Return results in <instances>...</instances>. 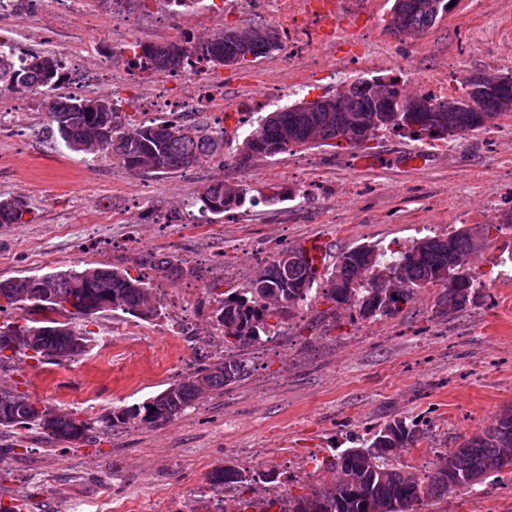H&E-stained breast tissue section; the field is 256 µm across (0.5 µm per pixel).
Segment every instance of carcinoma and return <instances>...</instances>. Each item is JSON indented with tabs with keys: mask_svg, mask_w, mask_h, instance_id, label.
<instances>
[{
	"mask_svg": "<svg viewBox=\"0 0 512 512\" xmlns=\"http://www.w3.org/2000/svg\"><path fill=\"white\" fill-rule=\"evenodd\" d=\"M451 0H394L389 28L398 35L412 36L429 30L450 10ZM199 58L210 66L233 67L242 62L237 51L221 35L206 43L191 39L147 44L130 65L142 70L165 73L189 65ZM486 75L469 72L460 80L462 94L434 101L421 94L417 104L404 112H390L410 100L391 79L363 78L333 95L338 100L330 112L325 100L308 110L301 103L271 112L260 118L237 148L236 165L245 170L258 157H275L314 142L341 146L348 133V116L359 117V126L347 146L370 148L379 134L405 132L422 143L445 141L485 126L484 116L512 110V73L501 76L497 91L473 101L464 100L471 89L482 84ZM63 80L59 58L49 53L13 55L0 53V90L14 91L21 84L25 92L35 91L48 106L55 125L56 140L73 151L105 154L134 173L168 174L203 164L217 157L215 135L207 129L156 120L134 124L119 112L112 100L63 96L56 93ZM112 129V139L101 142L98 131ZM296 189L285 185L267 188L253 195L248 184L238 186L234 196L225 194L224 181L206 186L198 201L202 216L218 217L245 203L257 206L289 198ZM27 207L22 197H0V224H18ZM471 251L470 230L461 227L446 235L422 237L405 249L384 250L363 244L342 252L331 272L322 273L302 248H286L275 254L264 267V279L253 281L234 295H227L213 310L212 322L224 335V342L239 348L267 342L272 338L271 318H286L293 310L321 295L336 309H355L366 319L389 318L410 304L415 292L428 286L440 287L434 313L450 317L478 305L483 299V281L465 263ZM152 266L162 278L183 275L189 269L169 259H156ZM373 273L386 270L406 288L391 292L379 288L372 279L361 280L360 270ZM46 287L24 288L0 280V311L10 306L24 311L19 321L0 325V367L27 359H72L87 351L91 338L70 322H59L51 313L66 312L88 318L107 311H120L152 320L161 315L162 305L151 283L132 278L116 268L70 269L46 274ZM248 368L239 359H221L208 364L183 380L169 385L156 396L130 407H119L104 419L107 427L118 429L131 419L144 424L167 421L192 406L200 398L197 379L208 381L210 390L220 389L246 376ZM0 426L40 429L57 440L91 443L93 423L59 415L48 406L0 388ZM425 431L418 422L395 418L371 437L355 438L327 461L340 474L331 485L288 498V512H419L427 498H442L458 491H472L488 478L512 475V406L501 410L491 426L480 435L438 455L439 465L424 479L405 472L393 463L396 450L414 448ZM243 479L242 472L230 465L209 475L212 487L224 488Z\"/></svg>",
	"mask_w": 512,
	"mask_h": 512,
	"instance_id": "1",
	"label": "carcinoma"
}]
</instances>
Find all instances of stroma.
<instances>
[{
    "label": "stroma",
    "instance_id": "obj_1",
    "mask_svg": "<svg viewBox=\"0 0 512 512\" xmlns=\"http://www.w3.org/2000/svg\"><path fill=\"white\" fill-rule=\"evenodd\" d=\"M392 5L343 0L330 34L319 19L309 20L313 58H329L336 68L319 64L303 77L293 67L278 70V81L296 86L291 98L251 81L263 59L225 69V101L254 100L257 108L221 118L191 115L189 124L223 130L224 156L172 174L133 173L108 156L54 146L46 110L19 111L15 94L0 92V197L23 196L28 209L23 223L0 225V253L9 258L0 264V279L116 267L149 278L162 297L201 289L205 304L194 325L212 335L217 298L247 287L283 248H321L328 268L342 251L363 243L410 245L423 224L441 234L497 222L496 193L512 185V112L490 121L488 129L498 132L494 141L481 129L435 150L386 132L366 152L312 145L254 159L244 171L235 165L238 142L261 116L291 100L318 99L358 79L385 76L396 52L409 55L416 76L403 91L415 96L418 77L483 72L490 56L512 48V0H458L429 31L408 38L388 28ZM175 20L163 32L147 28V41L172 40L183 29L196 41L216 35L204 12L182 11ZM119 25L96 0H87L41 49L76 55L88 69L110 50V33ZM93 34L98 40L91 45ZM219 180L261 190L285 184L297 194L202 220L196 200ZM490 239L470 257L472 269L485 275V298L451 317L434 315L435 286L419 289L402 312L382 320L335 311L319 297L277 320L275 342L244 351L227 347V356L246 359L248 374L166 422L132 421L83 444L0 427V500L15 501L20 512H57L64 496L131 497L138 512H213L208 476L233 464L249 476L286 475L276 494L250 479L224 490L255 512H282L284 499L335 481L322 461L348 447L350 434L368 436L396 417L425 424L420 444L395 458L403 470L425 474L439 451L478 435L512 404V285L500 283L493 267L512 236L494 232ZM152 256L185 261L192 273L159 278L147 264ZM171 316L167 307L148 321L119 311L76 319L90 333L87 353L61 362H13L0 369V387L62 415L101 420L211 363L186 339L162 331ZM159 485L167 486L168 501L157 498ZM420 512H512V483L489 480L477 493L427 500Z\"/></svg>",
    "mask_w": 512,
    "mask_h": 512
}]
</instances>
